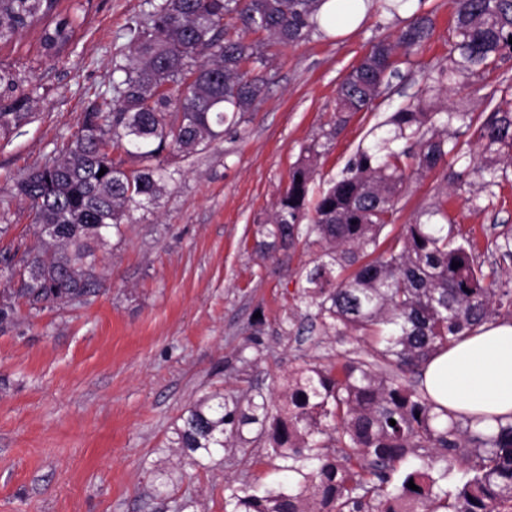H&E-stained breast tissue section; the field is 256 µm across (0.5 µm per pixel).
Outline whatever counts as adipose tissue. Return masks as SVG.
<instances>
[{
	"mask_svg": "<svg viewBox=\"0 0 512 512\" xmlns=\"http://www.w3.org/2000/svg\"><path fill=\"white\" fill-rule=\"evenodd\" d=\"M424 385L448 409L512 418V321L484 325L427 364Z\"/></svg>",
	"mask_w": 512,
	"mask_h": 512,
	"instance_id": "obj_1",
	"label": "adipose tissue"
}]
</instances>
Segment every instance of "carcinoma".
Returning <instances> with one entry per match:
<instances>
[{
  "label": "carcinoma",
  "instance_id": "1",
  "mask_svg": "<svg viewBox=\"0 0 512 512\" xmlns=\"http://www.w3.org/2000/svg\"><path fill=\"white\" fill-rule=\"evenodd\" d=\"M326 0H147L149 10L130 29L127 63L117 64L112 89L94 94L78 129L62 142L60 157L30 168L16 182L41 247L0 258L18 287L0 293V323L15 300L32 309L66 304L100 291L95 246L121 234L130 213L167 193L173 173L163 153L191 156L224 137L255 110L271 83L268 49L245 40L265 32L288 46L322 31L317 16ZM57 0H0V42L10 41ZM454 27L448 62L431 72L430 88L462 86L512 52V0H451ZM429 12L414 13L395 33L372 45L336 90V121L369 112L389 79L398 75V50L423 46L433 35ZM73 22L57 16L43 30L48 54L67 45ZM25 79L0 66V135L27 124L39 86L16 94ZM339 179L309 199L318 151L309 147L289 171L288 185L256 247L263 253L318 244L320 256L299 275V298L327 336L352 330L369 338L368 358L305 363L268 393L245 400L212 392L188 407L175 428L180 456L197 466L247 441L255 432L278 460L271 485L224 482V512H392L405 493L423 512H496L512 500V423L464 415L438 403L405 375L422 376L426 363L501 316L512 317V279L477 261L472 231L436 206L427 220L405 224L389 237L400 194L414 178L448 167V184L477 186L489 196L499 185V164L512 166V99L484 122L463 110L391 115ZM482 146L471 148V138ZM415 149H401L399 142ZM123 151L137 163L112 159ZM465 159L461 171L452 163ZM106 169L99 175L100 169ZM441 221H435V217ZM494 254L512 258V226L496 232ZM460 263L452 268V262ZM395 425H390V420ZM429 449L427 467L456 462L470 478L452 493L448 467L425 484L420 468L401 469L410 455ZM397 482L395 491L388 485ZM419 487L413 490L409 482Z\"/></svg>",
  "mask_w": 512,
  "mask_h": 512
}]
</instances>
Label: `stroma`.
I'll return each instance as SVG.
<instances>
[{
	"instance_id": "1",
	"label": "stroma",
	"mask_w": 512,
	"mask_h": 512,
	"mask_svg": "<svg viewBox=\"0 0 512 512\" xmlns=\"http://www.w3.org/2000/svg\"><path fill=\"white\" fill-rule=\"evenodd\" d=\"M420 7L432 14V38L401 56L372 111L345 114L329 136L341 79ZM147 8L146 0H58L57 13L74 20L59 55L44 53L38 25L0 43V64L40 86L29 122L0 136V200L10 204L0 255L36 246L15 183L76 130L94 92L111 86L127 29ZM452 25L449 0H407L398 14L366 9L352 25L279 48L274 80L245 122L189 159L165 155L176 173L167 193L96 250L98 295L40 310L17 304L0 324V512H224L225 480L275 479L273 465L254 464L256 442L206 469L177 465L175 424L204 394L269 389L298 359L365 357L362 340L300 332L299 271L320 248L261 253L259 226L308 147L320 153L316 195L376 126L421 98L436 112L491 115L512 93V54L466 86L427 89L431 70L448 59ZM495 193L473 201L443 172L428 174L403 191L387 231L399 233L440 202L490 259L496 225H512V167Z\"/></svg>"
}]
</instances>
